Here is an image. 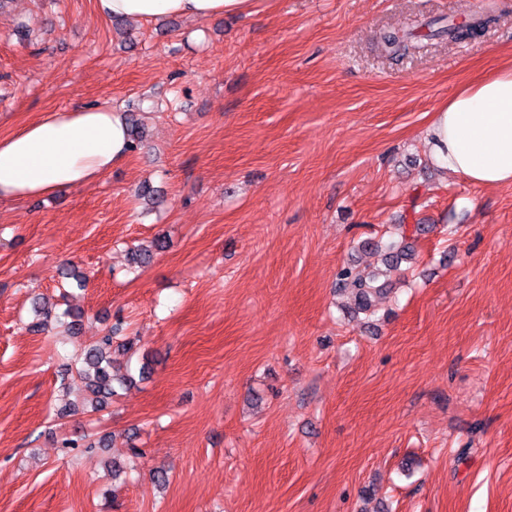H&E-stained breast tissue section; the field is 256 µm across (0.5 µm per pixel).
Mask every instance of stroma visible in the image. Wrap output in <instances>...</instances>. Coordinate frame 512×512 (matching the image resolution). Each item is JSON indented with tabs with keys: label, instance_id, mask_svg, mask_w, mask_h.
Returning <instances> with one entry per match:
<instances>
[{
	"label": "stroma",
	"instance_id": "obj_1",
	"mask_svg": "<svg viewBox=\"0 0 512 512\" xmlns=\"http://www.w3.org/2000/svg\"><path fill=\"white\" fill-rule=\"evenodd\" d=\"M488 5L474 39L375 45ZM159 28L128 42L94 0H0V137L78 105L147 128L94 182L0 202V512H512V186L431 169L427 137L512 64V0H255ZM416 223L435 230L414 266L372 322L347 317L338 270ZM68 266L89 282L64 297ZM38 295L79 335L29 332ZM115 325L137 353L113 359L147 379L61 415L75 351ZM83 433L107 448L64 453Z\"/></svg>",
	"mask_w": 512,
	"mask_h": 512
}]
</instances>
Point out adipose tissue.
<instances>
[{
	"mask_svg": "<svg viewBox=\"0 0 512 512\" xmlns=\"http://www.w3.org/2000/svg\"><path fill=\"white\" fill-rule=\"evenodd\" d=\"M254 0H94L97 13L205 21L250 11ZM433 159L473 184L512 185V64L463 87L429 127ZM126 120L108 107L43 114L0 137V200L39 198L92 183L128 156Z\"/></svg>",
	"mask_w": 512,
	"mask_h": 512,
	"instance_id": "ef3b65f1",
	"label": "adipose tissue"
}]
</instances>
